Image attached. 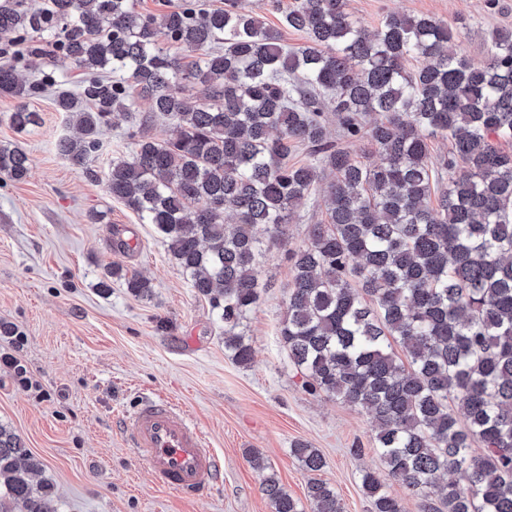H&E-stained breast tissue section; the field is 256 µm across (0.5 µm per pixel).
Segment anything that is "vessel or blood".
<instances>
[{"label":"vessel or blood","mask_w":512,"mask_h":512,"mask_svg":"<svg viewBox=\"0 0 512 512\" xmlns=\"http://www.w3.org/2000/svg\"><path fill=\"white\" fill-rule=\"evenodd\" d=\"M127 439L154 481L179 494H200L218 479L220 463L201 429L172 401L149 397L128 415Z\"/></svg>","instance_id":"1"}]
</instances>
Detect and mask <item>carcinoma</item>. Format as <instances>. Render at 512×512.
Instances as JSON below:
<instances>
[{
    "label": "carcinoma",
    "mask_w": 512,
    "mask_h": 512,
    "mask_svg": "<svg viewBox=\"0 0 512 512\" xmlns=\"http://www.w3.org/2000/svg\"><path fill=\"white\" fill-rule=\"evenodd\" d=\"M285 26L306 35L290 49L278 29L237 0L206 11L180 0L160 12L134 0H50L27 10L0 0V35L32 36L92 77L60 92L57 110L78 136L57 149L97 180L101 137L122 113L145 127L171 121L162 140L141 136L113 158L104 185L151 224L191 288L224 322V350L241 366L253 349L237 332L268 288L258 274L266 242L285 240L296 203L325 173V222L287 251L292 285L280 336L312 391L367 410L389 477L421 497V512H512V30L495 32L488 62L451 49L452 29L393 13L368 31L348 0H295ZM171 42L194 53L167 52ZM421 60L409 69L411 59ZM200 87L190 97L184 89ZM40 86L0 60V95L17 101L10 125L38 124L28 100ZM150 112L135 110L136 99ZM341 139H367L366 165L326 140L327 112ZM450 140L433 163L428 139ZM303 146L308 159L291 164ZM29 157L0 147V177L26 179ZM135 297L150 280L119 267ZM481 453L473 451V445ZM309 472L325 461L291 448ZM21 439L0 424V512H59ZM372 512H403L373 472L361 475ZM273 512H303L269 474ZM313 512H344L321 478Z\"/></svg>",
    "instance_id": "1"
}]
</instances>
